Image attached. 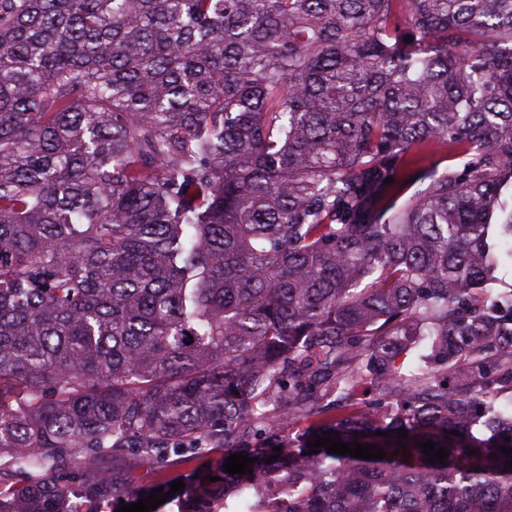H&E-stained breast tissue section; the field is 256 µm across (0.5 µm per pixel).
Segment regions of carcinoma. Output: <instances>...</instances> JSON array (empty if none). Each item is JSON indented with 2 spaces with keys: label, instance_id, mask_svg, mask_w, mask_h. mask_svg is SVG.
<instances>
[{
  "label": "carcinoma",
  "instance_id": "1",
  "mask_svg": "<svg viewBox=\"0 0 512 512\" xmlns=\"http://www.w3.org/2000/svg\"><path fill=\"white\" fill-rule=\"evenodd\" d=\"M504 245L512 0H0V512L211 448L180 512H512Z\"/></svg>",
  "mask_w": 512,
  "mask_h": 512
}]
</instances>
